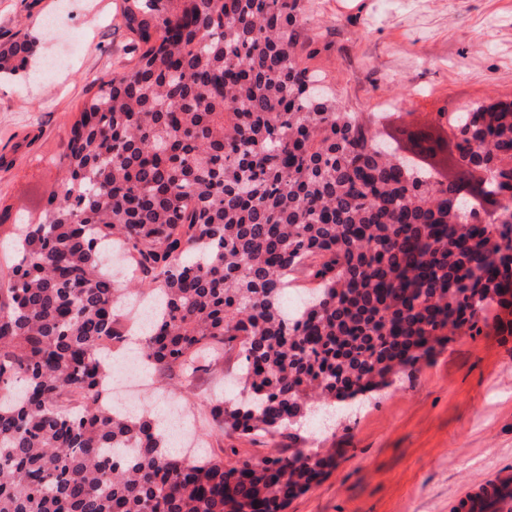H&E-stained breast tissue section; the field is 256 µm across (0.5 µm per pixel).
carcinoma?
I'll return each instance as SVG.
<instances>
[{
  "mask_svg": "<svg viewBox=\"0 0 512 512\" xmlns=\"http://www.w3.org/2000/svg\"><path fill=\"white\" fill-rule=\"evenodd\" d=\"M133 66L70 124L60 184L0 235V512H286L333 456L178 457L156 420L103 400L104 341L133 295L101 261L137 267L165 313L142 358L191 388L231 353L240 394L206 423L293 442L295 419L428 361L496 303L512 333V206L481 221L359 124L302 66V0H123ZM35 40L0 45V80ZM455 147L512 201V101L452 116ZM303 276L292 308L282 298Z\"/></svg>",
  "mask_w": 512,
  "mask_h": 512,
  "instance_id": "obj_1",
  "label": "carcinoma"
}]
</instances>
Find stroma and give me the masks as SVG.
Returning <instances> with one entry per match:
<instances>
[{"label": "stroma", "instance_id": "35a3bbf8", "mask_svg": "<svg viewBox=\"0 0 512 512\" xmlns=\"http://www.w3.org/2000/svg\"><path fill=\"white\" fill-rule=\"evenodd\" d=\"M0 0V43L39 37L50 16L70 38L71 62L41 80L0 82V203L40 214L59 179L53 159L96 75L128 63L122 0ZM312 27L298 53L358 121L384 134L403 123L512 100V0H304ZM235 358L188 390L154 378L200 423L228 399ZM297 447L337 449L328 476L287 512H453L487 482L512 477V336L487 325L459 336L427 363L392 375L362 411Z\"/></svg>", "mask_w": 512, "mask_h": 512}]
</instances>
